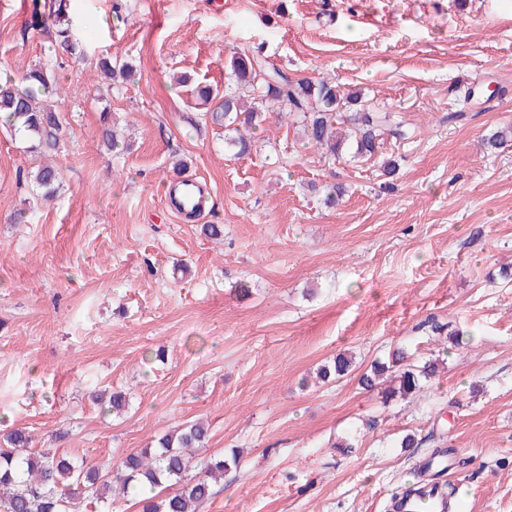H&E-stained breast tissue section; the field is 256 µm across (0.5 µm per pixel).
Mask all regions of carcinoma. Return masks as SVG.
Wrapping results in <instances>:
<instances>
[{
    "instance_id": "cac0c4a2",
    "label": "carcinoma",
    "mask_w": 512,
    "mask_h": 512,
    "mask_svg": "<svg viewBox=\"0 0 512 512\" xmlns=\"http://www.w3.org/2000/svg\"><path fill=\"white\" fill-rule=\"evenodd\" d=\"M54 41L72 55L82 56L84 50L75 38L70 20L62 10L54 14L53 27L34 18L30 29L50 32ZM230 68L235 85L221 91L209 84L197 85L196 99L207 105L219 101L210 113L212 122L236 136L228 146L242 155L250 150L251 129L265 121V115L249 101L251 94L273 101L297 116L307 143L336 156L341 141L336 137V125H352L356 129L357 155L377 152L382 136H405L399 126L389 125L387 116L355 109L359 95L345 93L336 82L324 77L311 81L296 79L272 63L261 49L234 52ZM59 83L52 70L34 67L18 76L0 80V123L13 136L22 135L29 151L49 156L58 151L63 133L62 115L45 104L44 97L56 94ZM512 141V128L506 127L483 139L487 152ZM27 178L44 196L53 197L61 188L58 170L43 164L27 173ZM399 353L389 362L397 372L398 392H414L423 379L431 377L434 365H403ZM352 359L338 354L329 365L319 368L322 381L348 374ZM94 399L108 404L106 410L120 415L128 406L127 395L114 392L110 396L94 394ZM208 429L201 422L190 421L167 432L153 445L129 454L119 462L103 467L94 458L83 455L70 457L52 447L34 449L35 438L24 427H15L0 438V512H83L95 506L98 512H112L111 495L115 490L140 492L148 487L155 494L141 498L142 512H199L213 495L212 479L240 464L237 454L203 462L201 472L190 475L194 468V451L207 447ZM166 483L178 486V491L162 496L156 489Z\"/></svg>"
}]
</instances>
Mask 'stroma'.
Segmentation results:
<instances>
[{
    "instance_id": "obj_1",
    "label": "stroma",
    "mask_w": 512,
    "mask_h": 512,
    "mask_svg": "<svg viewBox=\"0 0 512 512\" xmlns=\"http://www.w3.org/2000/svg\"><path fill=\"white\" fill-rule=\"evenodd\" d=\"M33 7L0 0V71L57 74L62 190L43 200L37 157L0 130V421L114 463L202 419L208 455L242 461L200 512H387L437 448L456 451L464 512H512V144L482 146L512 127V0H66L80 61L26 30ZM257 46L360 91L405 138L325 155L266 102L234 155L191 90L225 87ZM103 55L134 80L104 85ZM175 156L205 191L192 221L164 196ZM400 350L439 363L416 397L361 385ZM340 353L351 372L318 382Z\"/></svg>"
}]
</instances>
